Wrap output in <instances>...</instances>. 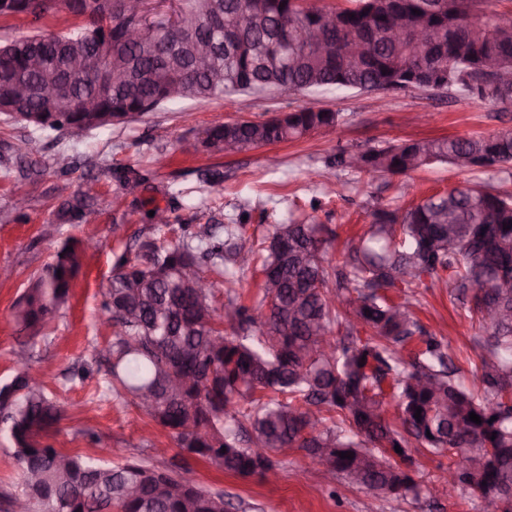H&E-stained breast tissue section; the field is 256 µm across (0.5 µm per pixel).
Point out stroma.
<instances>
[{"label":"stroma","mask_w":512,"mask_h":512,"mask_svg":"<svg viewBox=\"0 0 512 512\" xmlns=\"http://www.w3.org/2000/svg\"><path fill=\"white\" fill-rule=\"evenodd\" d=\"M303 108L340 113L341 133L325 129L282 143L238 152L227 157L203 151L204 128L239 117L263 121ZM415 112H426L425 125L410 123ZM512 130V108L491 102L433 96L410 89L399 93L325 91L319 93L266 90L183 100L112 129L89 132L79 148L64 133L37 140L34 155L45 168L33 181L18 173L0 176V266L13 276L0 279V381L17 371L16 356L24 338L12 316L17 297L52 261L69 239L98 241L83 259L71 298L50 325L48 339L34 350L43 381L56 394L66 415L49 441L65 451H78L120 463L136 458L162 467L178 457L168 432L143 417L134 405L117 409L100 401L93 386L67 382L72 367L105 368L112 330L101 311L103 293L112 277V253L137 251L151 238L148 212L173 208L179 220L192 224H235L249 228L297 216L310 200H319L317 222L336 232L326 258L342 263L349 241L372 220L376 206L407 207L458 185L478 183L512 191V164L482 171H461L434 165L405 175L328 169L335 150L377 149L410 139L471 137ZM76 154L68 172L52 166L58 154ZM146 170L148 184L122 187L114 168ZM95 176L98 204L80 224H60L56 211L62 199L74 194L87 176ZM178 185L183 194L171 201L167 190ZM27 194L25 217L12 208L16 195ZM411 312L425 329L449 340V354L458 371L456 381L478 384L484 327L466 306L451 303L445 284L418 288ZM96 441H89V434ZM416 478L427 487L418 499H381L344 478L325 483L304 452L278 455L277 478L242 477L217 470L209 463L189 462L192 477L205 489L220 491L228 512H496L478 494L465 490L449 498L441 485L449 459L427 450L414 455Z\"/></svg>","instance_id":"obj_1"}]
</instances>
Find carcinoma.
<instances>
[{
    "instance_id": "obj_1",
    "label": "carcinoma",
    "mask_w": 512,
    "mask_h": 512,
    "mask_svg": "<svg viewBox=\"0 0 512 512\" xmlns=\"http://www.w3.org/2000/svg\"><path fill=\"white\" fill-rule=\"evenodd\" d=\"M32 2L24 13L32 31L0 45V88L6 80L21 82L26 94L16 111L32 112L44 106L45 84L63 85L52 108L69 124L82 117L72 111L74 102L95 103L100 112L89 114L76 138L113 126L105 113L136 112L150 101L159 110L186 99L267 89L374 91L385 76L421 57L448 73L454 92L512 104V81L500 84L502 75H512V19L484 14L483 34L474 39L466 29L468 0H353L329 10L305 0H263L261 8L251 0H178L183 25L175 34L162 20L138 25L128 19L124 0H93L91 11L78 7L81 0ZM63 13L81 24L41 32L43 19ZM398 22L403 32L395 37L391 28ZM418 27L428 32L424 42L415 38ZM348 40L363 43V62L336 51ZM201 43L214 47L203 65ZM101 70L112 73L111 85L99 82ZM340 120L338 112L305 108L286 125L268 119L215 124L202 131L200 143L210 153L221 152L226 141L242 151L335 128ZM492 148L497 164L512 163V132L389 144L371 151V170L395 175L434 163L454 166L462 155ZM113 175L126 185L149 181L146 170ZM96 201L73 194L58 208L57 223L82 222ZM175 232L173 245L152 238L133 258L127 249L112 253L102 302L112 326V361L96 380L99 397L134 404L178 448L194 447L197 458L237 475H252L258 448L269 470L277 467L273 457L290 449L307 457L325 451L333 474L388 497L421 448H493V463L463 473L461 481L477 492L486 483L503 498L512 494V194L473 185L403 211L380 206L340 266L325 260L335 239L325 224H269L259 235L245 224H180ZM85 250L64 242L27 298L13 305L27 347L22 370L0 384V437L21 474L11 500L26 498L29 512H226L224 495L200 486L186 467L165 468V486L131 496L127 488L138 482L144 462L114 465L46 443L45 429L58 423L61 409L42 381L29 383L25 374L33 346L68 305ZM249 270L261 283L247 306L234 285ZM188 273L209 287H191ZM218 279L227 287L222 313ZM427 280L447 284L449 296L468 303L486 327L478 390L455 382L448 341L424 331L409 312L414 289ZM335 332L346 340L336 342ZM417 336L420 348L404 355ZM177 367L193 379L170 395L166 385ZM143 390L153 392L152 405L143 403ZM391 403L392 421L386 417ZM471 412L481 423L469 420ZM189 420L192 431L185 429ZM397 445L404 448L399 459L391 454ZM341 452L353 458L342 459Z\"/></svg>"
}]
</instances>
